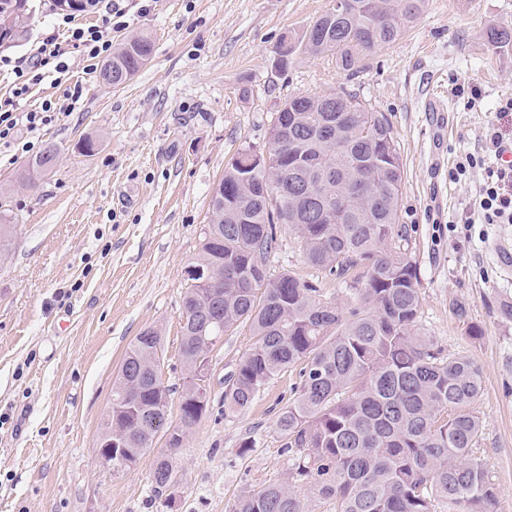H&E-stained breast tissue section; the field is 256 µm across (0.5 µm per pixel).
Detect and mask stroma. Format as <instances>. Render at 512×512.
Listing matches in <instances>:
<instances>
[{
  "mask_svg": "<svg viewBox=\"0 0 512 512\" xmlns=\"http://www.w3.org/2000/svg\"><path fill=\"white\" fill-rule=\"evenodd\" d=\"M53 2L28 0V26L0 42V59L28 54L62 21ZM142 4L120 0L125 24L112 41L152 35V57L117 88L75 61L83 94L39 134L59 158L36 190L15 183L29 163L17 148L27 131L0 145V222L14 227L0 256V512H229L242 491L287 479L292 462L276 420L297 373L275 376L241 414H224V378L255 343L245 326L211 353V411L176 452L171 499L151 496L153 454L117 472L95 442L124 354L144 329L163 340L164 384L182 385L184 271L227 162L244 146L268 148L287 96L334 92L370 101L391 121L418 331L481 366L475 448L498 488L496 512H512V315L503 313L512 304V224L471 223L485 171L455 174L468 155L493 165L491 129L512 142V118L497 112L512 97V48L494 52L486 41L490 26H512V0H428L412 28L353 75L329 57L275 65L281 35L307 28L334 0H154L147 13ZM430 100L448 106L440 138L424 110ZM278 243L269 275L318 278L288 225ZM247 438L255 448L243 457Z\"/></svg>",
  "mask_w": 512,
  "mask_h": 512,
  "instance_id": "1",
  "label": "stroma"
}]
</instances>
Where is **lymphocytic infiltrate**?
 I'll list each match as a JSON object with an SVG mask.
<instances>
[{
  "label": "lymphocytic infiltrate",
  "instance_id": "1",
  "mask_svg": "<svg viewBox=\"0 0 512 512\" xmlns=\"http://www.w3.org/2000/svg\"><path fill=\"white\" fill-rule=\"evenodd\" d=\"M123 12L114 0H109L104 14L94 23H75L66 39L50 34L28 57L15 60V79L0 96V142L10 143L18 124L29 131L40 130L51 123L56 114L65 112L68 104L77 103L82 95L80 86H68L69 59L79 56L88 71L112 55V20ZM53 75L55 84L64 88L62 98L44 99L40 106L27 108L26 103L34 86L46 75ZM483 220L488 224H512V166L487 168L486 179L475 200Z\"/></svg>",
  "mask_w": 512,
  "mask_h": 512
}]
</instances>
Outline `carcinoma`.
Instances as JSON below:
<instances>
[{
  "label": "carcinoma",
  "mask_w": 512,
  "mask_h": 512,
  "mask_svg": "<svg viewBox=\"0 0 512 512\" xmlns=\"http://www.w3.org/2000/svg\"><path fill=\"white\" fill-rule=\"evenodd\" d=\"M345 2L346 13L333 7L302 33L280 37L281 68L307 54L354 71L396 43L426 0ZM28 20L27 0H18L0 15L3 39L17 37ZM486 36L494 49L512 47L509 26H492ZM154 47L149 35L118 44L99 81L126 83ZM269 140L263 165L247 146L224 168L200 250L187 264L199 284L182 300L183 370L242 325L255 337L224 379V416L244 412L274 376L298 369L296 397L277 419L281 448L292 460L288 481L240 494L231 512H306L304 487L334 501L336 512H436L439 499L462 512H495L498 489L475 452L481 420L471 405L482 391L481 367L465 354L442 355L417 332V267L410 229L399 222L404 168L387 114L351 94L290 96ZM57 159V149L45 150L18 185L34 188ZM322 206L332 210L333 223L317 220ZM279 224L294 230L311 268L349 291L348 310L312 281L268 274ZM215 308L224 316L222 331L206 322ZM163 350L158 332L144 330L113 383L112 415L104 416L100 434L114 435L117 469L136 465L167 423ZM203 416L183 388L166 447H181ZM174 460L171 452L154 459L157 498L176 479Z\"/></svg>",
  "instance_id": "cac0c4a2"
}]
</instances>
